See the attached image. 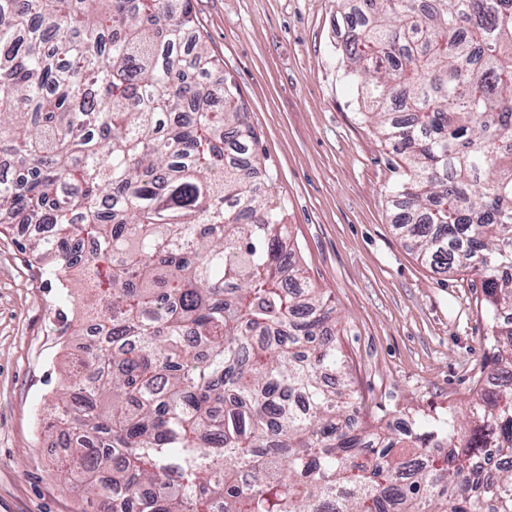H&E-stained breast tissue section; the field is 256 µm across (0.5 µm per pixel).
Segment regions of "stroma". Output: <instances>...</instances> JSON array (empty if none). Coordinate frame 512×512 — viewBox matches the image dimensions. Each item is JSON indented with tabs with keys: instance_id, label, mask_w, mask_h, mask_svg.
<instances>
[{
	"instance_id": "1",
	"label": "stroma",
	"mask_w": 512,
	"mask_h": 512,
	"mask_svg": "<svg viewBox=\"0 0 512 512\" xmlns=\"http://www.w3.org/2000/svg\"><path fill=\"white\" fill-rule=\"evenodd\" d=\"M342 0H192L197 25L237 84L288 207L290 240L336 312L357 389L382 421L463 406L482 368L481 285L421 264L397 234L388 189L398 159L360 117L344 79ZM32 228L0 226V512H79L60 477L42 409L66 383L82 342L59 333L80 289L42 275L21 245Z\"/></svg>"
}]
</instances>
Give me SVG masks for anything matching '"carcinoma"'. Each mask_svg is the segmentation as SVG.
I'll return each mask as SVG.
<instances>
[{
	"mask_svg": "<svg viewBox=\"0 0 512 512\" xmlns=\"http://www.w3.org/2000/svg\"><path fill=\"white\" fill-rule=\"evenodd\" d=\"M343 23L404 163L400 232L479 279L482 365L512 377V0H351ZM257 147L191 0H0V224L86 290L45 426L81 512H512L511 389L360 418Z\"/></svg>",
	"mask_w": 512,
	"mask_h": 512,
	"instance_id": "obj_1",
	"label": "carcinoma"
}]
</instances>
